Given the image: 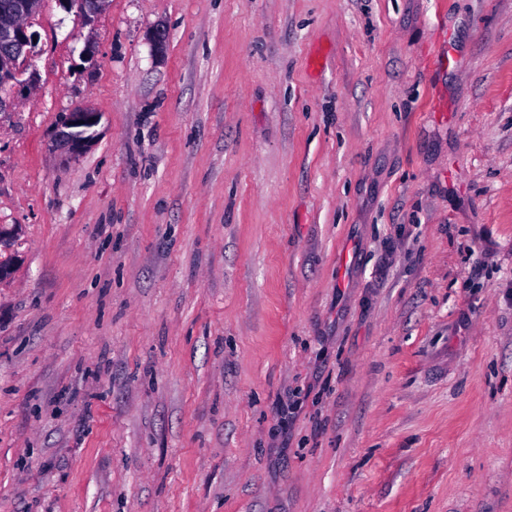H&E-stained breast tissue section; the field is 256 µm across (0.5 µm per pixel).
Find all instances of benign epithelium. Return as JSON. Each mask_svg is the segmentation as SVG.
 <instances>
[{"mask_svg":"<svg viewBox=\"0 0 512 512\" xmlns=\"http://www.w3.org/2000/svg\"><path fill=\"white\" fill-rule=\"evenodd\" d=\"M66 9H76L82 18V25L92 24L106 8L109 0H59ZM41 0H10L0 7V91L12 84L31 87L36 84V73H27L29 60L34 48L30 31L33 18L39 13ZM148 40L158 57H163L168 33L162 26H155L148 33ZM101 114L90 107L67 112L51 134L52 146L66 159L86 153L96 139L95 127Z\"/></svg>","mask_w":512,"mask_h":512,"instance_id":"7a95c632","label":"benign epithelium"}]
</instances>
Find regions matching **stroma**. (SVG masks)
I'll return each instance as SVG.
<instances>
[{
	"mask_svg": "<svg viewBox=\"0 0 512 512\" xmlns=\"http://www.w3.org/2000/svg\"><path fill=\"white\" fill-rule=\"evenodd\" d=\"M80 27L0 112V512H512V0ZM100 120L101 114L86 106L65 113L52 131V146L66 160L86 153L96 139L94 128ZM80 121H84V124H80Z\"/></svg>",
	"mask_w": 512,
	"mask_h": 512,
	"instance_id": "35a3bbf8",
	"label": "stroma"
}]
</instances>
